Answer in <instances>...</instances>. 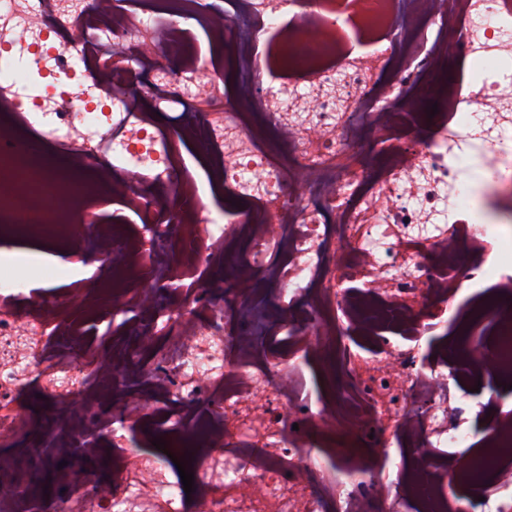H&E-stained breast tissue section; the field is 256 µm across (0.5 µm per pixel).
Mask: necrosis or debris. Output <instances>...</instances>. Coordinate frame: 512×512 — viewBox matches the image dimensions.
I'll use <instances>...</instances> for the list:
<instances>
[{
  "label": "necrosis or debris",
  "instance_id": "4bbe7bcc",
  "mask_svg": "<svg viewBox=\"0 0 512 512\" xmlns=\"http://www.w3.org/2000/svg\"><path fill=\"white\" fill-rule=\"evenodd\" d=\"M336 3L0 0V58L22 74L0 83V236L90 256L99 281L49 299L0 279V473L35 430L39 385L56 415L51 512H457L456 494L512 512V413L461 396L487 375L512 384V258L472 222L463 177L478 155L485 187L512 198V0ZM75 23L91 39L61 42ZM198 31L221 52L205 81ZM141 94L190 98L195 119L159 130ZM430 97L441 108L423 125ZM176 140L241 201L225 223L196 209ZM106 186L144 233L99 223ZM159 242L210 277L131 288L162 265ZM106 307L135 319L104 358L68 316ZM447 320L454 336L425 359L420 339ZM487 320L488 340L470 338ZM309 366L337 377L330 396L304 394ZM129 428L166 436L193 502ZM335 429L405 457L389 472L334 464L312 446ZM102 435L110 476L63 468L97 457Z\"/></svg>",
  "mask_w": 512,
  "mask_h": 512
}]
</instances>
